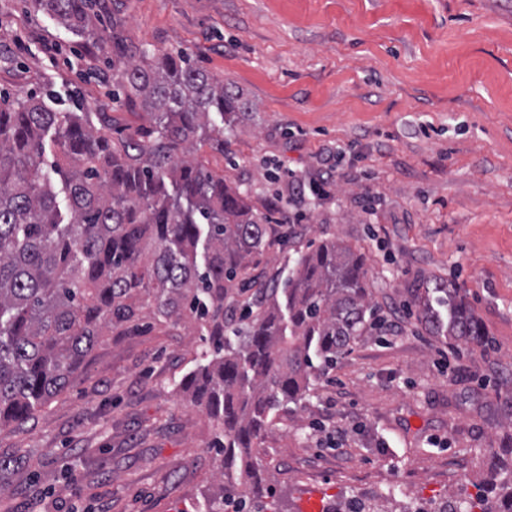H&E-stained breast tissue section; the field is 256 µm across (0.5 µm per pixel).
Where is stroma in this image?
Here are the masks:
<instances>
[{
	"mask_svg": "<svg viewBox=\"0 0 512 512\" xmlns=\"http://www.w3.org/2000/svg\"><path fill=\"white\" fill-rule=\"evenodd\" d=\"M173 50L248 106L223 151L197 157L277 229L253 292L336 240L365 254L377 316L408 310L272 414L254 457L277 512L369 485L387 512L486 487L512 458V0H92L81 35L35 0H0V90L116 132L143 123L112 96L123 61ZM438 282L460 287L486 341L425 329L413 295ZM210 349L200 321L141 296L135 325L0 429V512H208L214 422L179 382Z\"/></svg>",
	"mask_w": 512,
	"mask_h": 512,
	"instance_id": "35a3bbf8",
	"label": "stroma"
}]
</instances>
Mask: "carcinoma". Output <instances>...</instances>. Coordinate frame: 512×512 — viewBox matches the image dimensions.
Returning <instances> with one entry per match:
<instances>
[{
    "label": "carcinoma",
    "instance_id": "1",
    "mask_svg": "<svg viewBox=\"0 0 512 512\" xmlns=\"http://www.w3.org/2000/svg\"><path fill=\"white\" fill-rule=\"evenodd\" d=\"M37 2L66 30H82L87 0ZM122 79L145 124L115 138L85 112L55 111L41 94L0 97V426L24 424L61 392L96 337L137 320L146 292L158 315L186 312L210 336L211 353L179 383L218 427L224 484L209 512H224L227 498L235 512H265L262 498L273 492L252 450L272 411L302 399L366 330L365 258L333 240L301 254L283 288L245 303L233 329L238 345L227 341L224 298L231 288L249 290L248 270L272 228L192 153L204 144L224 150V127L247 105L180 50L129 60ZM47 137L55 151L48 166ZM437 290L448 295V322L418 294L422 323L481 343L485 328L464 299ZM494 510L512 512V468Z\"/></svg>",
    "mask_w": 512,
    "mask_h": 512
}]
</instances>
